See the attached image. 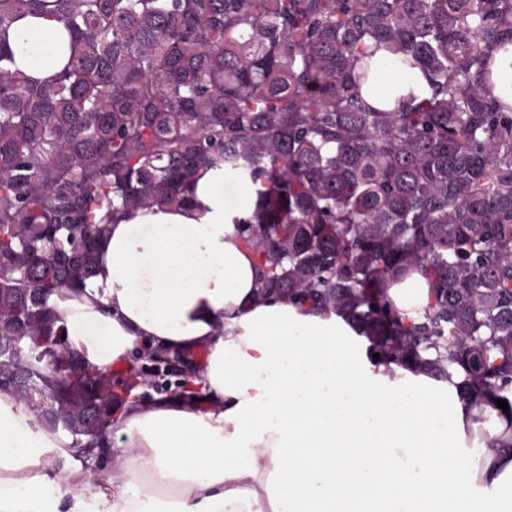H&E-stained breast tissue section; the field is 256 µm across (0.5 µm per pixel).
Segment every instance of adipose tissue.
<instances>
[{
    "label": "adipose tissue",
    "instance_id": "adipose-tissue-1",
    "mask_svg": "<svg viewBox=\"0 0 512 512\" xmlns=\"http://www.w3.org/2000/svg\"><path fill=\"white\" fill-rule=\"evenodd\" d=\"M59 30L23 26L17 62L51 77ZM246 213L205 176L185 208L111 225L83 293L50 299L103 371L144 345L205 350L207 401L130 399L103 476L0 389V512H512V420L476 421L453 382L371 360L335 313L255 302Z\"/></svg>",
    "mask_w": 512,
    "mask_h": 512
}]
</instances>
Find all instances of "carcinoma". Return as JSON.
Returning <instances> with one entry per match:
<instances>
[{"label":"carcinoma","mask_w":512,"mask_h":512,"mask_svg":"<svg viewBox=\"0 0 512 512\" xmlns=\"http://www.w3.org/2000/svg\"><path fill=\"white\" fill-rule=\"evenodd\" d=\"M61 24L47 79L15 65L20 23ZM512 0H0V388L77 451L155 352L113 378L63 347L110 225L180 209L198 181L254 187L235 220L258 295L342 317L388 365L446 381L483 416L512 393V106L492 91ZM421 78L402 106L382 67ZM412 270L421 315L389 289ZM65 369L38 378L31 350ZM429 288L426 280L414 273L404 282L390 288L389 295L401 314L415 317L426 305Z\"/></svg>","instance_id":"carcinoma-1"}]
</instances>
